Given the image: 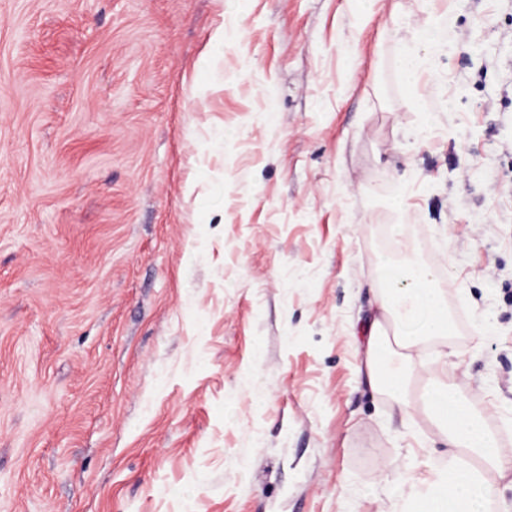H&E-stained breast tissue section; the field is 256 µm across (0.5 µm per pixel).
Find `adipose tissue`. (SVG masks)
Masks as SVG:
<instances>
[{
    "mask_svg": "<svg viewBox=\"0 0 512 512\" xmlns=\"http://www.w3.org/2000/svg\"><path fill=\"white\" fill-rule=\"evenodd\" d=\"M378 278L383 301L368 327L362 369L370 384L382 388L401 410L414 405L426 410L448 448L429 492L415 494L408 512H488L493 494L488 474L512 470L497 433L448 383L428 385L417 396L411 393L422 347L431 340L447 343L454 333L448 301L434 274L415 262L401 276L395 259L384 258Z\"/></svg>",
    "mask_w": 512,
    "mask_h": 512,
    "instance_id": "1",
    "label": "adipose tissue"
}]
</instances>
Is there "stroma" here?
I'll use <instances>...</instances> for the list:
<instances>
[{
  "label": "stroma",
  "mask_w": 512,
  "mask_h": 512,
  "mask_svg": "<svg viewBox=\"0 0 512 512\" xmlns=\"http://www.w3.org/2000/svg\"><path fill=\"white\" fill-rule=\"evenodd\" d=\"M401 246L466 318L419 382L512 460V0H0V512H403Z\"/></svg>",
  "instance_id": "1"
}]
</instances>
